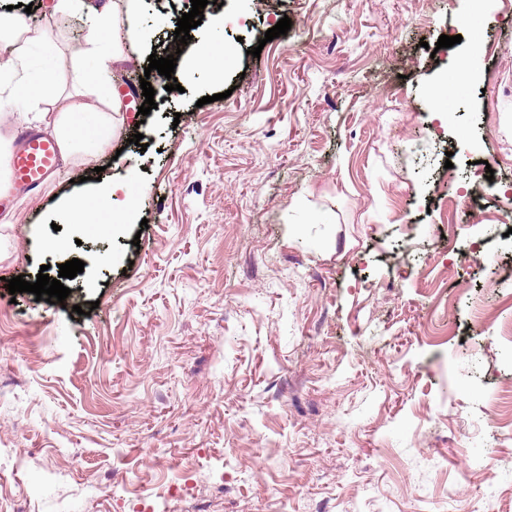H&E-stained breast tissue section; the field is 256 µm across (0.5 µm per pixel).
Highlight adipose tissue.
I'll return each instance as SVG.
<instances>
[{
    "label": "adipose tissue",
    "mask_w": 512,
    "mask_h": 512,
    "mask_svg": "<svg viewBox=\"0 0 512 512\" xmlns=\"http://www.w3.org/2000/svg\"><path fill=\"white\" fill-rule=\"evenodd\" d=\"M137 0H114L111 8H99L89 0H55L54 12L85 13L91 38L86 56L92 68H79L74 93L61 94L50 75L35 76L28 55L29 45L37 44L51 54L52 44L45 33H31L25 22L0 15V112L16 121L51 133L60 143L63 159L76 151L105 143L112 134V116L120 112L113 102L111 113L95 111L92 102L105 93L100 76L117 66L120 54L108 52L107 44L119 43L126 25L136 12Z\"/></svg>",
    "instance_id": "adipose-tissue-1"
}]
</instances>
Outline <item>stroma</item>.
Returning <instances> with one entry per match:
<instances>
[{
  "mask_svg": "<svg viewBox=\"0 0 512 512\" xmlns=\"http://www.w3.org/2000/svg\"><path fill=\"white\" fill-rule=\"evenodd\" d=\"M41 2L0 12L32 5L73 92L89 29ZM190 9L140 0L110 90L167 56ZM207 10L225 23L191 29L181 91L148 76L156 109L120 112L109 141L11 196L0 277L54 278L75 258L84 271L61 304L0 288V448L25 457L0 512H143L135 494L172 481L206 512H512V435L493 421L512 405L497 330L512 316V0ZM284 17L288 33L265 41ZM443 34L462 41L437 48ZM212 41L228 49L220 83L197 58ZM476 42L478 75L459 83ZM438 80L458 88L444 125L426 96ZM477 181L434 236L440 194ZM114 182L136 199L125 223L63 217Z\"/></svg>",
  "mask_w": 512,
  "mask_h": 512,
  "instance_id": "stroma-1",
  "label": "stroma"
}]
</instances>
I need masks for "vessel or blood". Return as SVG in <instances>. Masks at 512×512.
Masks as SVG:
<instances>
[{
	"instance_id": "vessel-or-blood-1",
	"label": "vessel or blood",
	"mask_w": 512,
	"mask_h": 512,
	"mask_svg": "<svg viewBox=\"0 0 512 512\" xmlns=\"http://www.w3.org/2000/svg\"><path fill=\"white\" fill-rule=\"evenodd\" d=\"M12 156L13 184L26 191L44 185L53 173L61 155L57 141L19 130Z\"/></svg>"
}]
</instances>
